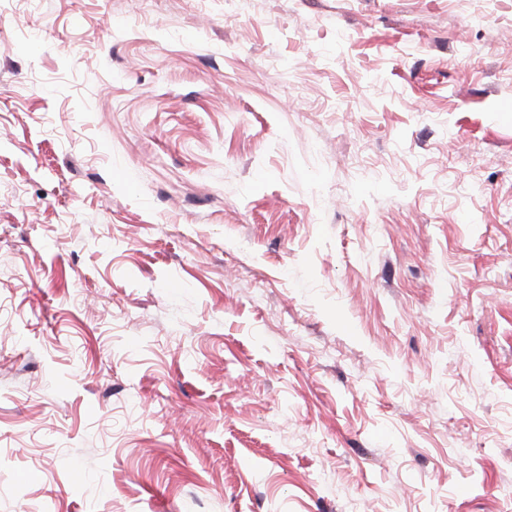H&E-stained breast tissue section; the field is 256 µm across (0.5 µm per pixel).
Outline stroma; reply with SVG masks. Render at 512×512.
Returning <instances> with one entry per match:
<instances>
[{
  "label": "stroma",
  "mask_w": 512,
  "mask_h": 512,
  "mask_svg": "<svg viewBox=\"0 0 512 512\" xmlns=\"http://www.w3.org/2000/svg\"><path fill=\"white\" fill-rule=\"evenodd\" d=\"M0 512H512V0H0Z\"/></svg>",
  "instance_id": "1"
}]
</instances>
